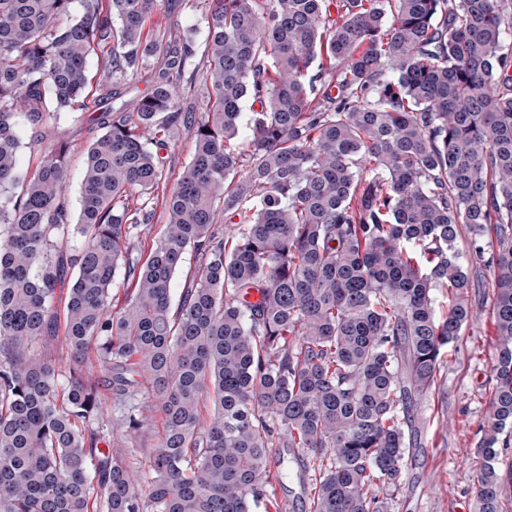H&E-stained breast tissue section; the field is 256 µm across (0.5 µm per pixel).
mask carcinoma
Returning a JSON list of instances; mask_svg holds the SVG:
<instances>
[{"label":"carcinoma","instance_id":"carcinoma-1","mask_svg":"<svg viewBox=\"0 0 512 512\" xmlns=\"http://www.w3.org/2000/svg\"><path fill=\"white\" fill-rule=\"evenodd\" d=\"M74 2L0 0V512H258L280 477L272 448L309 458L306 512H387L422 421L411 411L472 318L462 224L493 272L496 326L475 512H501L512 0H208L200 52L177 29L145 33L167 0H80L75 15ZM96 50L107 86L158 70L133 106L109 92L89 116L103 133L73 223L69 144L23 180L16 121L48 127L49 91L83 111ZM197 58L211 92L190 112L179 97ZM182 129L194 155L144 258L161 151ZM189 250L198 263L174 305ZM150 397L164 426L146 448Z\"/></svg>","mask_w":512,"mask_h":512}]
</instances>
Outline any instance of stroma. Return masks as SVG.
<instances>
[{
    "instance_id": "35a3bbf8",
    "label": "stroma",
    "mask_w": 512,
    "mask_h": 512,
    "mask_svg": "<svg viewBox=\"0 0 512 512\" xmlns=\"http://www.w3.org/2000/svg\"><path fill=\"white\" fill-rule=\"evenodd\" d=\"M203 16V7L187 0L186 4L176 5L171 14L151 16L146 30L156 34L177 25L201 43L206 38ZM101 70L98 56H90L91 95L84 112L58 107L52 99L47 102L54 112L47 141L64 139L76 149L65 192L74 216L79 213L82 149L90 142L85 116L98 109ZM469 269L474 286L468 299L474 318L446 348L436 384L418 410L422 422L414 434L401 492L390 502L388 512H475L474 459L495 384L496 351L493 273L475 262L470 263Z\"/></svg>"
}]
</instances>
